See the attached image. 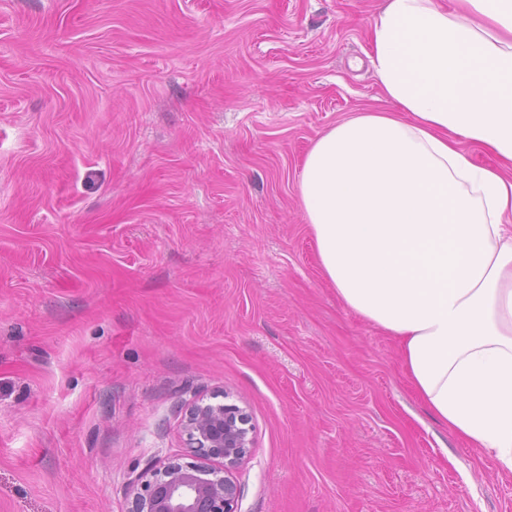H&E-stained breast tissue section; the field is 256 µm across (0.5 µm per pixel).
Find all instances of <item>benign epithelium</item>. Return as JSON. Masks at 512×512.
<instances>
[{"label":"benign epithelium","instance_id":"7a95c632","mask_svg":"<svg viewBox=\"0 0 512 512\" xmlns=\"http://www.w3.org/2000/svg\"><path fill=\"white\" fill-rule=\"evenodd\" d=\"M183 431L190 461H157L132 486L129 512H237L235 473L252 447L248 415L235 404L197 403Z\"/></svg>","mask_w":512,"mask_h":512}]
</instances>
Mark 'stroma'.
Masks as SVG:
<instances>
[{
  "label": "stroma",
  "instance_id": "obj_1",
  "mask_svg": "<svg viewBox=\"0 0 512 512\" xmlns=\"http://www.w3.org/2000/svg\"><path fill=\"white\" fill-rule=\"evenodd\" d=\"M377 0H0V512H128L189 404L238 512H512L337 299L297 181L380 107Z\"/></svg>",
  "mask_w": 512,
  "mask_h": 512
}]
</instances>
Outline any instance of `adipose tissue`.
I'll return each mask as SVG.
<instances>
[{
  "mask_svg": "<svg viewBox=\"0 0 512 512\" xmlns=\"http://www.w3.org/2000/svg\"><path fill=\"white\" fill-rule=\"evenodd\" d=\"M368 47L385 108L321 133L298 177L320 269L435 418L510 474L512 0H381Z\"/></svg>",
  "mask_w": 512,
  "mask_h": 512,
  "instance_id": "adipose-tissue-1",
  "label": "adipose tissue"
}]
</instances>
